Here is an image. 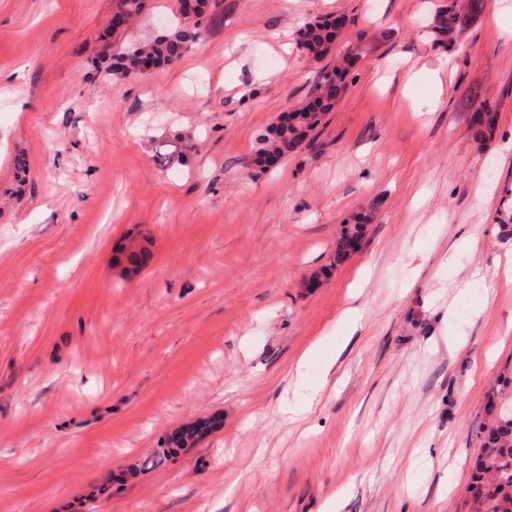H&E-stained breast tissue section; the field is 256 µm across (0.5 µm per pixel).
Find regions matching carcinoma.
I'll return each mask as SVG.
<instances>
[{
    "mask_svg": "<svg viewBox=\"0 0 512 512\" xmlns=\"http://www.w3.org/2000/svg\"><path fill=\"white\" fill-rule=\"evenodd\" d=\"M194 17L178 20L170 31L146 43H135L114 53L107 48L104 59L112 74L127 78L151 71L165 70L176 63L184 54L204 36L202 19H216L223 15L225 0H195ZM483 0H448L435 16L433 31L436 43L455 45L465 33L470 21L482 11ZM144 11V0H117L114 15L122 22L132 23ZM342 29L336 27V21L328 18L308 22L300 30V47L315 60L326 57L337 40ZM357 48L349 45L344 54L331 69L322 72L311 98L300 108L290 112L288 122L278 121L276 125L258 136L257 162L268 163L297 150L310 132L315 130L331 111L336 101L347 88L350 66L356 58ZM495 117L487 104L477 108V115L471 122L472 136L482 143L492 133ZM365 225L355 224L347 227L336 241L335 255L331 266L335 267L350 255V249L363 240ZM213 424L205 419L193 423L178 431L168 440L166 447L157 449L149 461L143 462L141 469L157 467L184 448L195 438L202 437ZM484 456H493L491 467L498 473L500 485L494 487L487 483L485 475L490 467L484 460L477 463V473L470 492L477 504V512H512V416L498 417L491 429L484 434Z\"/></svg>",
    "mask_w": 512,
    "mask_h": 512,
    "instance_id": "carcinoma-1",
    "label": "carcinoma"
}]
</instances>
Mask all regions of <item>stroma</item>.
I'll list each match as a JSON object with an SVG mask.
<instances>
[{
	"mask_svg": "<svg viewBox=\"0 0 512 512\" xmlns=\"http://www.w3.org/2000/svg\"><path fill=\"white\" fill-rule=\"evenodd\" d=\"M227 2L175 66L117 78L114 0H0V512H474L512 370V0H484L449 49L429 35L441 0ZM176 14L146 0L111 42ZM339 15L360 47L347 91L256 164L336 60L300 29ZM131 240L151 259L125 276ZM353 294L338 383L309 398L312 345L347 336ZM207 418L221 427L142 469ZM479 112L471 122L472 136L476 142L482 143L492 133L495 117L484 102L475 110ZM365 233V224H353L344 229L336 241L334 265H339L350 257V249H355L356 243L363 240Z\"/></svg>",
	"mask_w": 512,
	"mask_h": 512,
	"instance_id": "stroma-1",
	"label": "stroma"
}]
</instances>
